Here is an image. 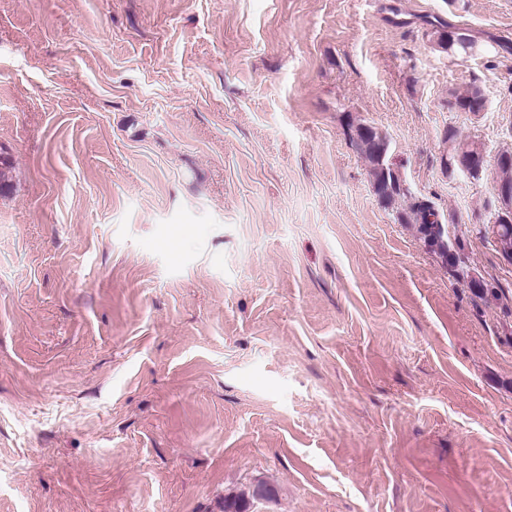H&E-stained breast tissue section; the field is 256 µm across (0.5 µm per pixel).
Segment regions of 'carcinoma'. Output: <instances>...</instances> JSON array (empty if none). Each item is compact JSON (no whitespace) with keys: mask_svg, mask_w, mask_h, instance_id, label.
I'll use <instances>...</instances> for the list:
<instances>
[{"mask_svg":"<svg viewBox=\"0 0 512 512\" xmlns=\"http://www.w3.org/2000/svg\"><path fill=\"white\" fill-rule=\"evenodd\" d=\"M481 92L479 85L473 83L463 93L451 92L448 94V110L462 112L466 108L465 102L470 97ZM448 140L452 143V154L482 153V148L475 142L458 138L454 130L448 131ZM355 150L365 159L372 178V186L376 196L383 198L388 207H393L399 201L407 198L408 190L402 180L398 169L390 159V141L386 134L376 129L367 137L358 142H351ZM505 153L497 155L495 167L497 170V183L512 187V157L503 160ZM400 218L410 224L416 225L419 237L433 250L437 251L448 263V267L455 274L466 280L474 294L480 298L499 296L501 289L490 288L482 281L472 277L470 272L463 268L464 258L455 250L449 231L442 224L432 202L416 200L409 203L406 214Z\"/></svg>","mask_w":512,"mask_h":512,"instance_id":"cac0c4a2","label":"carcinoma"}]
</instances>
